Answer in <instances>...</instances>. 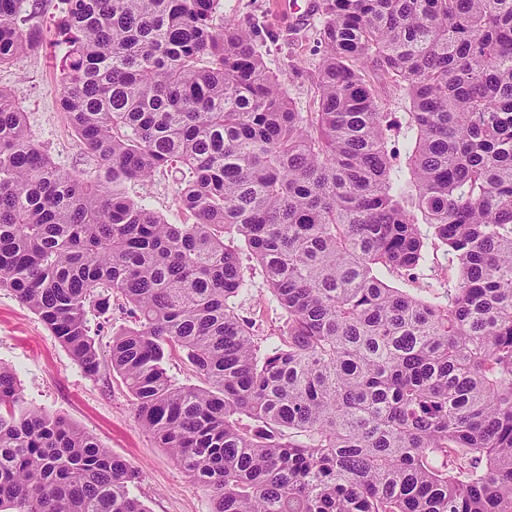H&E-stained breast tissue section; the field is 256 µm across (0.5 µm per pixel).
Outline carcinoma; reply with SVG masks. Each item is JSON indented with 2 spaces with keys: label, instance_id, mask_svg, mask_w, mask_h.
Returning <instances> with one entry per match:
<instances>
[{
  "label": "carcinoma",
  "instance_id": "carcinoma-1",
  "mask_svg": "<svg viewBox=\"0 0 512 512\" xmlns=\"http://www.w3.org/2000/svg\"><path fill=\"white\" fill-rule=\"evenodd\" d=\"M59 3L86 168L0 88V288L120 376L211 512H512V0H322L313 112L222 0ZM39 13L0 0V67ZM371 66L410 99L403 167ZM169 167L190 223L131 194ZM430 243L456 268L436 301L386 279ZM245 260L274 338L240 314ZM114 305L131 324L105 361L87 315ZM139 482L0 365V512H149Z\"/></svg>",
  "mask_w": 512,
  "mask_h": 512
}]
</instances>
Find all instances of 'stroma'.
<instances>
[{
	"label": "stroma",
	"mask_w": 512,
	"mask_h": 512,
	"mask_svg": "<svg viewBox=\"0 0 512 512\" xmlns=\"http://www.w3.org/2000/svg\"><path fill=\"white\" fill-rule=\"evenodd\" d=\"M277 0H223L225 14L259 28L258 51L269 71L284 81L298 111L315 109L316 80L322 46L318 40L323 17L321 0H297L309 12L303 24H293L276 9ZM62 52L49 44L0 68V88L8 89L28 117L32 137L60 168L82 170L81 149L61 110L55 88L60 79ZM383 111L395 122L388 148L395 162L405 159L403 131L398 124L409 101L398 82L367 70ZM181 175L171 170L139 183L134 192L177 224L182 215L176 204ZM0 364L16 374L26 401L59 415L94 435L134 466L141 479L135 493L149 512H209L207 492L177 465L172 455L156 445L140 426L134 400L121 378L111 371L87 375L71 358L41 319L13 293L0 288Z\"/></svg>",
	"instance_id": "obj_1"
}]
</instances>
